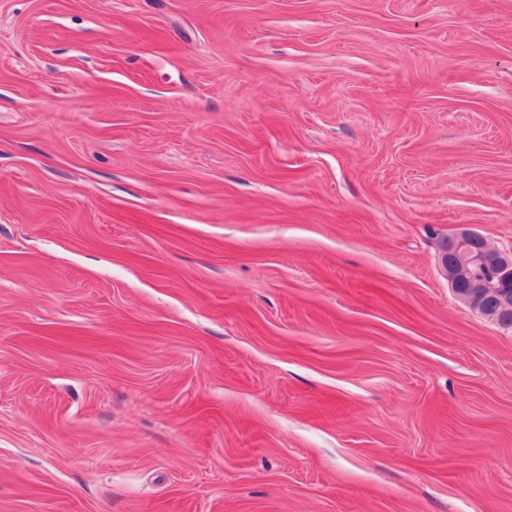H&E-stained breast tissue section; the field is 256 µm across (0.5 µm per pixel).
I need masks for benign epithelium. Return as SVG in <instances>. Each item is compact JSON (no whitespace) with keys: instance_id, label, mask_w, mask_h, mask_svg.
<instances>
[{"instance_id":"1","label":"benign epithelium","mask_w":512,"mask_h":512,"mask_svg":"<svg viewBox=\"0 0 512 512\" xmlns=\"http://www.w3.org/2000/svg\"><path fill=\"white\" fill-rule=\"evenodd\" d=\"M484 239L469 227L444 238L440 262L455 297L498 323L512 316V251L477 250Z\"/></svg>"}]
</instances>
